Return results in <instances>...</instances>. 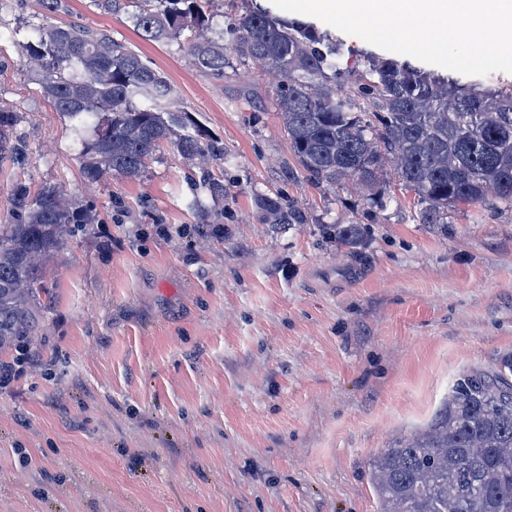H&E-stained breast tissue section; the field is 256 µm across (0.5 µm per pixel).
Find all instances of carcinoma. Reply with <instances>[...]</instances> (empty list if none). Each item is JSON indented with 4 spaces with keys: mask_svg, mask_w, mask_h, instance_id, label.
Wrapping results in <instances>:
<instances>
[{
    "mask_svg": "<svg viewBox=\"0 0 512 512\" xmlns=\"http://www.w3.org/2000/svg\"><path fill=\"white\" fill-rule=\"evenodd\" d=\"M219 0H91L107 14L125 12L148 41L184 34L196 69L215 80L235 60L274 71L277 110L298 167L318 183L352 180L384 208L386 155L417 197L420 220L448 225V208L483 203L487 193L512 204V88L462 85L409 61L366 54L342 65L344 44L310 25L263 9L230 11L212 21ZM40 64L42 96L72 122L82 172L137 178L162 141L186 160L224 159V146L187 110L164 107L167 78L108 34L84 25L44 23L20 44ZM16 115L0 106V166H24L28 152L14 136ZM14 217L0 224V352L37 336L46 293V263L95 221L90 208L52 184L35 195L17 188ZM266 219L288 224L294 213L263 202ZM341 245L356 225L328 227ZM383 512H512V355L492 369L473 368L448 392L426 428L370 463Z\"/></svg>",
    "mask_w": 512,
    "mask_h": 512,
    "instance_id": "1",
    "label": "carcinoma"
}]
</instances>
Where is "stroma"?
Listing matches in <instances>:
<instances>
[{"instance_id":"stroma-1","label":"stroma","mask_w":512,"mask_h":512,"mask_svg":"<svg viewBox=\"0 0 512 512\" xmlns=\"http://www.w3.org/2000/svg\"><path fill=\"white\" fill-rule=\"evenodd\" d=\"M45 20L105 31L164 73L223 160L203 169L164 143L140 177L87 182L20 52ZM275 86L257 68L203 76L91 0L49 17L0 0V103L29 155L0 167V224L20 184L97 217L47 265L38 336L0 353L31 358L0 389V512H380L372 458L427 426L465 371L512 354V206L450 208L443 232L393 174L381 209L309 179ZM268 197L298 223H267ZM330 224L358 225V243Z\"/></svg>"}]
</instances>
